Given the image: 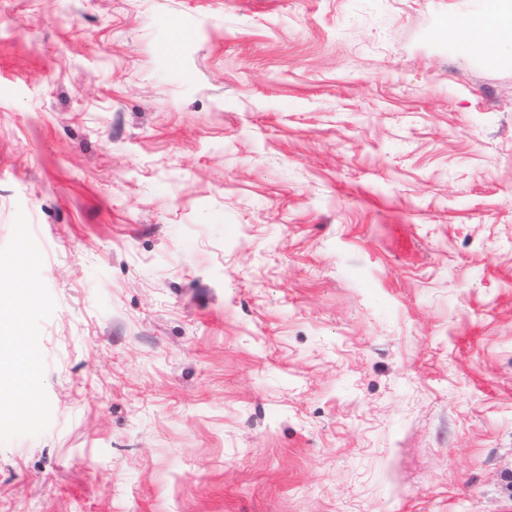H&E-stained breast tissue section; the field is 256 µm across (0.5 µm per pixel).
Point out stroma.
<instances>
[{"label":"stroma","mask_w":512,"mask_h":512,"mask_svg":"<svg viewBox=\"0 0 512 512\" xmlns=\"http://www.w3.org/2000/svg\"><path fill=\"white\" fill-rule=\"evenodd\" d=\"M485 3L0 0V512H512ZM511 13H503L496 15L490 22L480 24L475 20H469V26L465 33L457 32V25L454 29L453 36L448 37L455 41H461L469 46L473 51L483 55L489 61H492L501 48V39L498 33L504 28H511ZM1 330L0 352L6 351L13 360L14 390L16 393H19L25 381L30 377V371L24 367V359L30 349L21 336L13 333L3 325Z\"/></svg>","instance_id":"35a3bbf8"}]
</instances>
